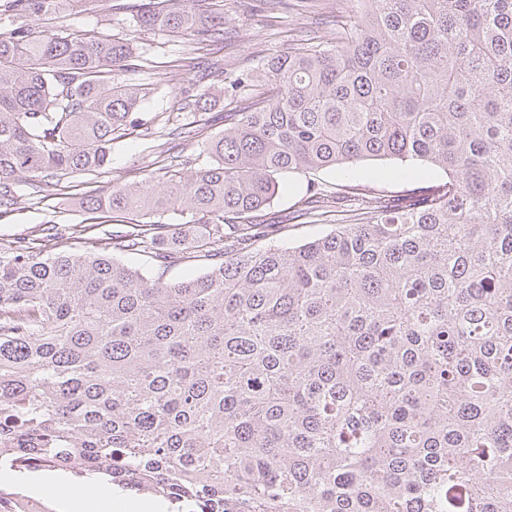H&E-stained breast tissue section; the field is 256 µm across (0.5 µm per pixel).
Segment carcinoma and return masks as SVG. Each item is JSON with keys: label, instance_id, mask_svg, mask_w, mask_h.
I'll return each mask as SVG.
<instances>
[{"label": "carcinoma", "instance_id": "cac0c4a2", "mask_svg": "<svg viewBox=\"0 0 512 512\" xmlns=\"http://www.w3.org/2000/svg\"><path fill=\"white\" fill-rule=\"evenodd\" d=\"M0 0V219L19 187L129 220L0 249V471L44 460L190 512H512V0H357L336 37L238 76L234 122L100 196L79 175L142 126L133 41ZM224 0H149L142 31L224 44ZM446 178L395 196L357 165ZM299 217L268 238L284 177ZM200 261L165 282L127 265ZM308 179V178H307ZM307 179L303 176H291L289 178L288 191L281 194L273 203L271 212H277L281 217L280 220H285L289 223L287 237H284L283 230L277 228H270L268 237L273 240H286L288 244L295 245L302 243L309 238L319 233L327 232L331 227L327 225H312V224H296L297 219L288 221V216L295 215V210L298 209L299 201L305 194Z\"/></svg>", "mask_w": 512, "mask_h": 512}]
</instances>
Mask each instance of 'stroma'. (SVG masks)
I'll return each mask as SVG.
<instances>
[{
	"mask_svg": "<svg viewBox=\"0 0 512 512\" xmlns=\"http://www.w3.org/2000/svg\"><path fill=\"white\" fill-rule=\"evenodd\" d=\"M140 0H83L78 7L57 13L53 24L66 32L107 30L117 36L134 38L144 50V59L135 73L125 74V81L145 87L139 117L157 134L143 139L140 131L119 138L112 148V163L106 173L88 176L93 190L104 193L118 182L133 181L136 176L158 171L168 165L178 152L195 153L199 146L172 136L174 127L186 118L195 119L203 138H211L224 129L228 113L238 111L241 99L227 100L224 90L240 73L256 68L261 58L285 50L293 35L314 31L310 17L284 10L272 14L262 9L259 0H224V50L218 56V73L202 76L200 69L186 66L180 39L158 31H140L135 23L136 4ZM210 89L214 105L210 111L198 112L192 97L199 90ZM358 176L369 180L380 192H399L427 185L441 179L442 171L425 169L422 175L409 176L405 167L391 160L369 161L357 167ZM86 212L55 196L46 189L43 201L20 197L16 211L0 220V245L9 246L23 238L42 236L45 226L57 225L68 233L71 225L85 223ZM20 493L43 505L46 512H82L68 504L60 489L41 492L20 475L0 472V489Z\"/></svg>",
	"mask_w": 512,
	"mask_h": 512,
	"instance_id": "1",
	"label": "stroma"
}]
</instances>
